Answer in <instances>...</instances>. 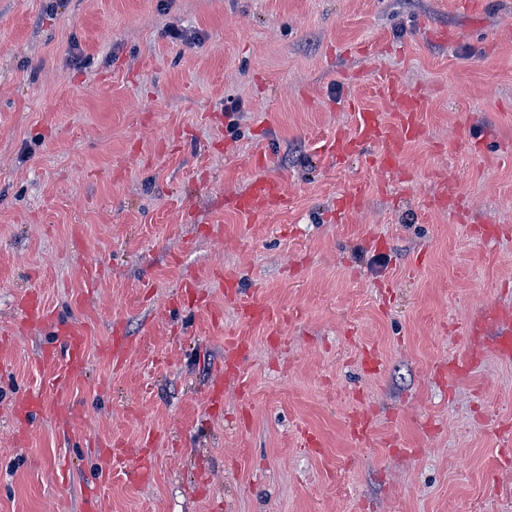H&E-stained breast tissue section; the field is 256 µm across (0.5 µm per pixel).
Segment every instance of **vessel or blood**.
Here are the masks:
<instances>
[{
    "label": "vessel or blood",
    "instance_id": "b4317fda",
    "mask_svg": "<svg viewBox=\"0 0 512 512\" xmlns=\"http://www.w3.org/2000/svg\"><path fill=\"white\" fill-rule=\"evenodd\" d=\"M376 90L380 95L401 97L402 106L395 112L391 120H384L380 113L358 109L357 133L349 137L339 135L334 138L329 151L342 158L355 152L376 150L378 158L387 169H396L400 162L403 144L415 137L418 132L416 115L419 101L415 98L402 97L401 90L393 76L382 74L376 80ZM227 205L239 214L254 217L266 211L284 208L288 205V196L282 182L271 175L260 174L252 177L247 188L226 196ZM225 297L233 303L239 314L241 326H267L278 319L272 308L265 306L256 299L246 296L239 280L234 276L224 279ZM19 314L25 325L57 326L62 342L58 348L47 351L42 357L46 366H55L59 374L56 385H63L82 374L86 358V330L81 325H56L52 311L44 304L36 292L25 294L18 305ZM493 324L498 328L497 336L485 343L482 349L469 351L462 359L459 368L467 370L476 365L484 354L490 353L497 358L512 361V311L496 306L483 310L480 320L467 322L463 330L465 334H479L484 324ZM105 464L108 469H117L125 464H132L133 475L137 481H146L152 474L154 460L143 448H131L120 453L113 452L111 444H102Z\"/></svg>",
    "mask_w": 512,
    "mask_h": 512
}]
</instances>
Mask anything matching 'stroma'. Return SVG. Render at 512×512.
<instances>
[{
  "instance_id": "1",
  "label": "stroma",
  "mask_w": 512,
  "mask_h": 512,
  "mask_svg": "<svg viewBox=\"0 0 512 512\" xmlns=\"http://www.w3.org/2000/svg\"><path fill=\"white\" fill-rule=\"evenodd\" d=\"M382 72L421 100L420 137L393 171L333 161L355 106L397 111ZM504 143L512 0H0V512H84L94 489L99 512H512V362L447 371L465 322L512 306ZM258 156L291 205L248 219L224 196ZM228 274L281 318L247 329L216 412ZM187 279L202 304L171 308ZM33 289L55 326L22 324ZM61 323L88 362L56 388ZM104 440L151 449L153 478L102 480Z\"/></svg>"
}]
</instances>
